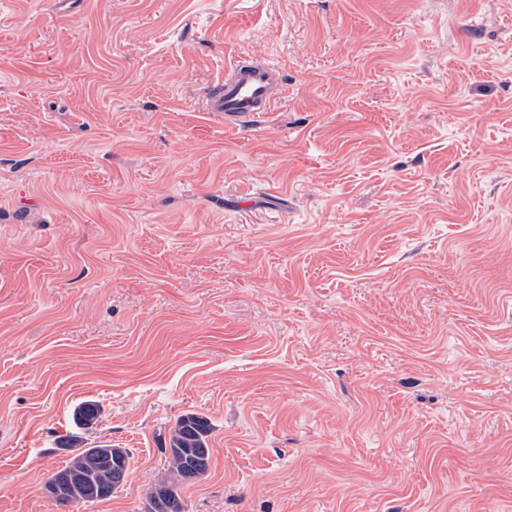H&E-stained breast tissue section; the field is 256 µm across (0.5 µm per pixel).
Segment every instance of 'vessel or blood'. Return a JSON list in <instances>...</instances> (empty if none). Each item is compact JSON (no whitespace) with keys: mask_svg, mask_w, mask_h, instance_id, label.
Masks as SVG:
<instances>
[{"mask_svg":"<svg viewBox=\"0 0 512 512\" xmlns=\"http://www.w3.org/2000/svg\"><path fill=\"white\" fill-rule=\"evenodd\" d=\"M285 91L279 69L267 61L240 62L206 96V109L225 123L240 124L269 112Z\"/></svg>","mask_w":512,"mask_h":512,"instance_id":"vessel-or-blood-1","label":"vessel or blood"}]
</instances>
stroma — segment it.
Segmentation results:
<instances>
[{
	"mask_svg": "<svg viewBox=\"0 0 512 512\" xmlns=\"http://www.w3.org/2000/svg\"><path fill=\"white\" fill-rule=\"evenodd\" d=\"M190 412L185 512H512V0H0V512ZM285 91L279 68L267 61L240 62L206 96V112L240 124L269 112Z\"/></svg>",
	"mask_w": 512,
	"mask_h": 512,
	"instance_id": "stroma-1",
	"label": "stroma"
}]
</instances>
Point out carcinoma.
Here are the masks:
<instances>
[{
	"label": "carcinoma",
	"mask_w": 512,
	"mask_h": 512,
	"mask_svg": "<svg viewBox=\"0 0 512 512\" xmlns=\"http://www.w3.org/2000/svg\"><path fill=\"white\" fill-rule=\"evenodd\" d=\"M97 405L85 402L74 410L77 432L70 434L60 447L71 449L67 465L54 473L45 488L63 486L69 498L62 505L93 503L112 497L128 475L130 453L125 448L109 444L87 445L84 434L99 420ZM211 427L208 419L196 413H186L177 418L168 438L167 469L149 489L147 512H165L164 505H173L171 512H184L180 485L202 477L209 464L208 436Z\"/></svg>",
	"instance_id": "obj_1"
}]
</instances>
